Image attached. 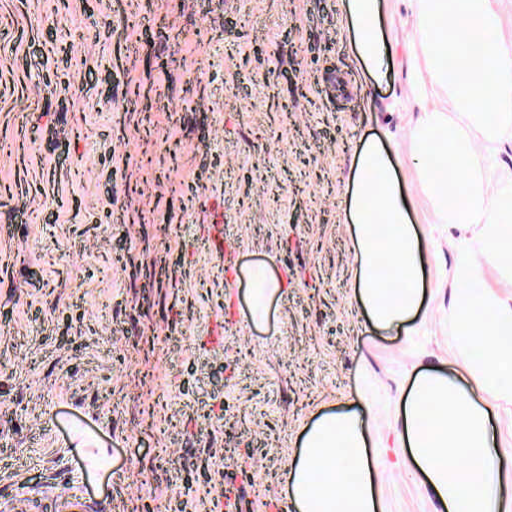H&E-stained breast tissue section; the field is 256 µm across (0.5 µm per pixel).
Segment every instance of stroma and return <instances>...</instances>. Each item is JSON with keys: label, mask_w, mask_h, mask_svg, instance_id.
Here are the masks:
<instances>
[{"label": "stroma", "mask_w": 512, "mask_h": 512, "mask_svg": "<svg viewBox=\"0 0 512 512\" xmlns=\"http://www.w3.org/2000/svg\"><path fill=\"white\" fill-rule=\"evenodd\" d=\"M415 8L382 0L377 81L339 0H0V502L289 512V460L350 406L378 512H441L403 406L425 372L465 375L448 307L477 242L416 177L443 95L418 86ZM370 140L425 257L420 309L388 329L341 208ZM476 161L492 195L512 185V137ZM258 267L281 285L260 317Z\"/></svg>", "instance_id": "35a3bbf8"}]
</instances>
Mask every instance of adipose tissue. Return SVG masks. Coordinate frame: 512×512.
<instances>
[{"label":"adipose tissue","mask_w":512,"mask_h":512,"mask_svg":"<svg viewBox=\"0 0 512 512\" xmlns=\"http://www.w3.org/2000/svg\"><path fill=\"white\" fill-rule=\"evenodd\" d=\"M343 7L357 61L382 77L385 46L375 28L381 0H343ZM353 167L345 215L354 227L357 293L369 320L387 329L421 305L423 256L385 148L366 142ZM450 318L470 385L439 373L419 380L403 412L410 455L443 512H512L490 428L491 409L512 404V297L464 290ZM374 469L356 414L323 415L286 468L288 498L295 512H376Z\"/></svg>","instance_id":"1"}]
</instances>
